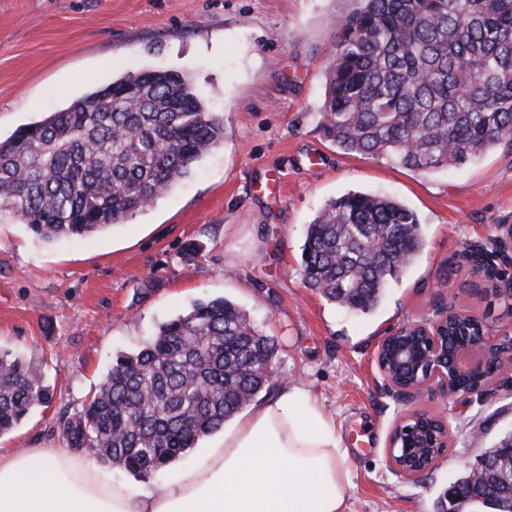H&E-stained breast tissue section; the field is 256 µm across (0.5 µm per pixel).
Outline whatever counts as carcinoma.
<instances>
[{
  "label": "carcinoma",
  "mask_w": 512,
  "mask_h": 512,
  "mask_svg": "<svg viewBox=\"0 0 512 512\" xmlns=\"http://www.w3.org/2000/svg\"><path fill=\"white\" fill-rule=\"evenodd\" d=\"M336 19L320 129L348 155L386 158L419 173L462 167L512 145V0H353ZM224 119L189 76L142 71L117 78L0 138V219L38 238H81L150 208L217 145ZM380 242L374 254L368 249ZM423 241L401 201L349 192L308 224L303 279L351 312L378 306ZM272 337L227 299L196 303L121 355L85 408L63 422L73 448L136 476L185 455L196 441L271 388L260 358ZM53 397L41 368L0 351V434ZM487 449L497 478L455 482L456 504L512 512V470Z\"/></svg>",
  "instance_id": "obj_1"
}]
</instances>
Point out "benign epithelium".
Returning a JSON list of instances; mask_svg holds the SVG:
<instances>
[{"label":"benign epithelium","mask_w":512,"mask_h":512,"mask_svg":"<svg viewBox=\"0 0 512 512\" xmlns=\"http://www.w3.org/2000/svg\"><path fill=\"white\" fill-rule=\"evenodd\" d=\"M491 247L474 245L463 258L486 279L492 270L512 263V225H497ZM431 318L409 321L385 336L377 345L375 361L386 391L400 402L419 400L433 388L448 397L489 390L497 385L501 366L494 357L512 360V337L494 332L489 322L478 336H463L448 345V318L466 312L453 302L433 306ZM449 425L443 412L414 410L392 428L388 457L400 474L414 477L434 467L448 447Z\"/></svg>","instance_id":"obj_1"}]
</instances>
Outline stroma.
I'll return each instance as SVG.
<instances>
[{"label": "stroma", "instance_id": "stroma-1", "mask_svg": "<svg viewBox=\"0 0 512 512\" xmlns=\"http://www.w3.org/2000/svg\"><path fill=\"white\" fill-rule=\"evenodd\" d=\"M352 0H0V136L42 120L130 71L189 74L224 141L148 210L82 239L47 242L0 220V348L38 364L55 389L0 448H61L60 418L81 411L116 358L160 325L217 297L277 344L274 367L331 415L349 450L348 512H438L448 485L512 430V364L498 390L453 398L449 445L427 473H395L386 448L408 412L382 388L374 355L401 324L454 294L489 309L461 251L512 224V146L421 174L344 154L319 129L337 16ZM392 196L419 216L423 246L372 312L323 299L302 278L306 228L329 199ZM202 247L184 264L187 241ZM154 288L142 293L146 278Z\"/></svg>", "mask_w": 512, "mask_h": 512}]
</instances>
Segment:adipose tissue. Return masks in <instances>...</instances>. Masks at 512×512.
<instances>
[{"label":"adipose tissue","instance_id":"adipose-tissue-1","mask_svg":"<svg viewBox=\"0 0 512 512\" xmlns=\"http://www.w3.org/2000/svg\"><path fill=\"white\" fill-rule=\"evenodd\" d=\"M347 460L335 420L281 387L159 488L113 480L70 448L0 449V512H347Z\"/></svg>","mask_w":512,"mask_h":512}]
</instances>
